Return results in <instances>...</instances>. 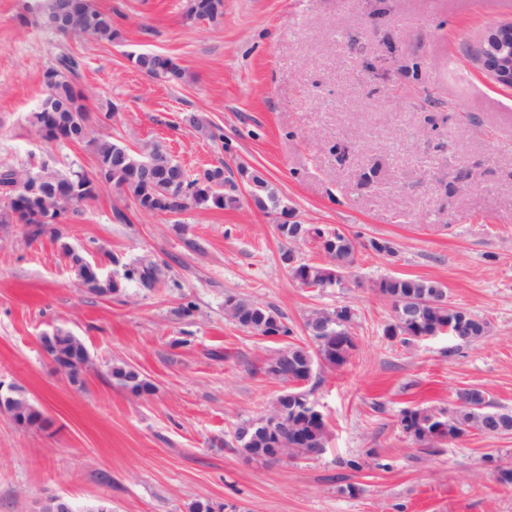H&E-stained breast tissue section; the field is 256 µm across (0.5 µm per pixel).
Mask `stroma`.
<instances>
[{
  "instance_id": "35a3bbf8",
  "label": "stroma",
  "mask_w": 512,
  "mask_h": 512,
  "mask_svg": "<svg viewBox=\"0 0 512 512\" xmlns=\"http://www.w3.org/2000/svg\"><path fill=\"white\" fill-rule=\"evenodd\" d=\"M31 4L0 0V165L94 170L91 146L45 142L29 123L63 44L83 61L87 112L116 110L106 135L134 149L161 143L192 172L256 169L291 212L264 214L244 194L233 208L148 214L104 184L38 238L0 224V384L49 420L27 429L0 411V512H37L50 496L78 508L105 500L112 512L207 500L224 512H512V485L495 476L512 466V434L426 451L397 423L409 407L451 409L469 388L512 410V88L472 58L491 26L512 22V0H224L216 25L189 19L186 0H93L112 14L111 42L59 41ZM134 52L169 54L182 80L147 76ZM184 112L221 138L176 125ZM285 220L357 239L345 287L293 277L284 251L326 258L316 241L283 240ZM64 243L107 276L123 278L138 258L162 274L97 295L71 273ZM391 276L441 283L487 334L388 338L392 307L374 285ZM229 294L276 309L298 344L313 311L353 310L350 362L315 367L304 385L332 433L320 455L270 464L239 451L236 428L284 385L264 371L278 341L233 324ZM58 327L87 348L78 381L41 348ZM115 363L150 392L117 385Z\"/></svg>"
}]
</instances>
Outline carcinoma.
<instances>
[{
    "label": "carcinoma",
    "instance_id": "obj_1",
    "mask_svg": "<svg viewBox=\"0 0 512 512\" xmlns=\"http://www.w3.org/2000/svg\"><path fill=\"white\" fill-rule=\"evenodd\" d=\"M40 26L64 38L80 37L95 41H113L118 37L112 14L94 8L91 0H35ZM224 15V0H189L188 16L195 20L218 23ZM134 64L147 75L164 82H177L183 70L170 56L156 52H143L133 56ZM80 62L68 49L57 52L54 64L42 73L47 93L38 109L31 113L32 126L44 130L46 141L79 143L91 139L97 160V170L120 188V193L133 199L139 209L151 214L178 215L191 207H234L239 203V187L235 180L225 176L224 165L203 168L189 174L160 143H152L134 151L118 140L104 135L94 136L87 129L88 113L82 105L83 90L79 85ZM241 180L250 185L253 205L269 214L288 212V204L277 189L260 173L239 167ZM96 177L84 172L65 170L44 161L36 166H0L1 224H33V238L41 236L50 224L66 217L69 208L76 207L97 196ZM303 229L315 240L334 233L328 248L327 264L300 262L291 268L294 278L304 285L322 289L333 283L331 272L352 271L356 263V241L339 229L305 225ZM61 250L68 260L71 272L82 282L88 277L82 253H74L67 244ZM158 270L153 264L140 260L126 269L124 278L137 280L146 287L157 281ZM375 288L390 297L395 305L412 306L410 315L401 316L384 330L391 339L404 343L418 335L438 336L444 331L454 333V340L470 343L488 331L485 321L474 322L467 310L447 305L426 303L433 295H444L441 284L423 279L389 277L375 283ZM231 307L229 318L237 326L263 336L288 337L291 329L280 315L260 303L234 294L225 299ZM354 312L348 306L333 311H315L305 322L308 336L320 325L323 331L313 340L314 349L288 343L283 373L293 385L290 392L296 400L288 404V430L283 443L276 447L263 435H257L248 445L240 447L247 457L269 462L284 448L296 459H308L327 447L331 434L320 414L314 413V403L299 385L310 379L314 367L325 365L341 368L346 365L357 348L351 328ZM44 347L53 360L68 365L76 375L87 364L82 356L83 343L73 340L70 332L55 329L44 339ZM112 378L135 395L147 390L138 372L126 365L112 366ZM464 403L437 417L427 408H407L401 412L400 426L409 437L424 446L445 443L470 430L485 433L484 422L493 415L505 423L503 433L512 432V411L491 408L485 393L472 388L462 391ZM14 420L27 427L43 428L48 420L27 398L16 396L12 406Z\"/></svg>",
    "mask_w": 512,
    "mask_h": 512
}]
</instances>
